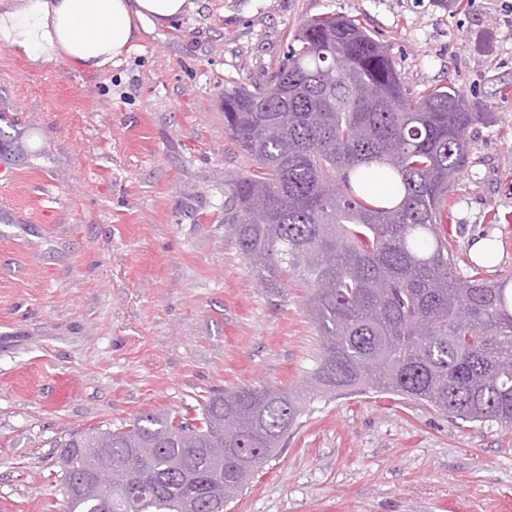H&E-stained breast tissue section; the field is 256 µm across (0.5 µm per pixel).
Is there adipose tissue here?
<instances>
[{
	"mask_svg": "<svg viewBox=\"0 0 512 512\" xmlns=\"http://www.w3.org/2000/svg\"><path fill=\"white\" fill-rule=\"evenodd\" d=\"M189 0H0V45L41 67L65 58L88 70L135 48L140 31L167 26Z\"/></svg>",
	"mask_w": 512,
	"mask_h": 512,
	"instance_id": "1",
	"label": "adipose tissue"
}]
</instances>
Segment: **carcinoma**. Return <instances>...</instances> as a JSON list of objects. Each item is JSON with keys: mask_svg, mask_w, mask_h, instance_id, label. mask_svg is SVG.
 <instances>
[{"mask_svg": "<svg viewBox=\"0 0 512 512\" xmlns=\"http://www.w3.org/2000/svg\"><path fill=\"white\" fill-rule=\"evenodd\" d=\"M288 62L224 89V133L250 168L224 183V229L260 285L307 289L323 338L311 386L365 387L453 417L512 425V276L478 265L460 276L448 238L466 133L491 114L454 86L406 87L357 20L319 17L295 34ZM400 183L390 207L368 199L362 169ZM301 415L279 387L226 389L200 417L145 412L115 430L75 434L63 486L101 457L112 512H224ZM65 512H101L64 493Z\"/></svg>", "mask_w": 512, "mask_h": 512, "instance_id": "carcinoma-1", "label": "carcinoma"}]
</instances>
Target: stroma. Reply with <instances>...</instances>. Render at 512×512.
<instances>
[{"label": "stroma", "instance_id": "obj_1", "mask_svg": "<svg viewBox=\"0 0 512 512\" xmlns=\"http://www.w3.org/2000/svg\"><path fill=\"white\" fill-rule=\"evenodd\" d=\"M358 19L423 89L486 105L446 226L460 273L512 275V0H192L119 62L40 68L0 46V512H62L59 446L241 385L302 391L322 340L296 286L270 294L224 232L244 169L226 87L286 63L303 21ZM286 448L224 512H512V427L404 396L304 394Z\"/></svg>", "mask_w": 512, "mask_h": 512}]
</instances>
